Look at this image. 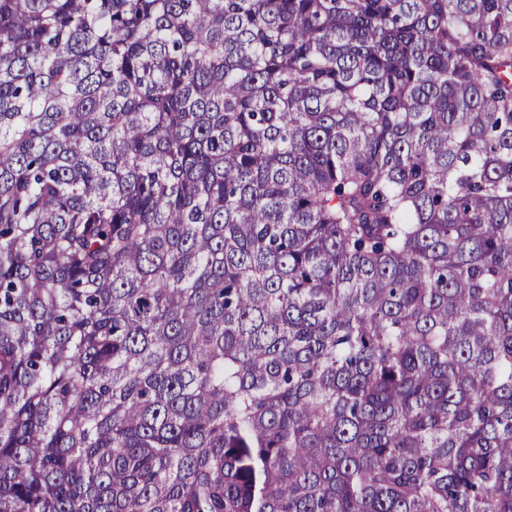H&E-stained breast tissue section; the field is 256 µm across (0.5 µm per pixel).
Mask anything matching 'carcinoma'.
Here are the masks:
<instances>
[{
	"instance_id": "obj_1",
	"label": "carcinoma",
	"mask_w": 512,
	"mask_h": 512,
	"mask_svg": "<svg viewBox=\"0 0 512 512\" xmlns=\"http://www.w3.org/2000/svg\"><path fill=\"white\" fill-rule=\"evenodd\" d=\"M0 512H512V0H0Z\"/></svg>"
}]
</instances>
